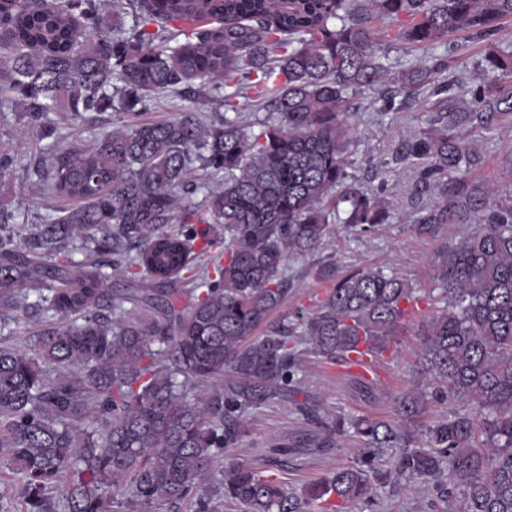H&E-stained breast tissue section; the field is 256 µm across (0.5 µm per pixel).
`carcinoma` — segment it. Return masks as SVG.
I'll list each match as a JSON object with an SVG mask.
<instances>
[{
    "label": "carcinoma",
    "mask_w": 512,
    "mask_h": 512,
    "mask_svg": "<svg viewBox=\"0 0 512 512\" xmlns=\"http://www.w3.org/2000/svg\"><path fill=\"white\" fill-rule=\"evenodd\" d=\"M129 2L130 12L112 0L106 14L102 0H0V106L13 95L52 140L47 187L72 201L17 241L0 234V312L56 317L29 344L0 336V456L24 512H51L55 489L63 512H173L187 501L217 512L206 481L257 409L289 402L314 418L294 399L302 357L370 367L397 351L421 302L438 307L420 350L434 391L400 396L394 420L319 424L313 447L353 437L357 454L298 493L238 463L221 497L244 512H343L405 480L456 512H512V200L494 204L493 187L467 181L481 155L460 133L512 117V40L500 39L512 0ZM451 34L487 44L495 81L469 82L445 57L391 72L387 47L434 52ZM194 87L224 114L142 119L160 96ZM244 88L267 103L264 118L244 111ZM365 89L382 112L434 98L394 162L423 163L424 179L447 185L416 223L479 227L441 255L438 289L361 268L261 336L288 296L290 263L327 248L334 224L359 237L387 220L379 193L349 172L346 115ZM51 112L103 128L68 145ZM114 275L128 287L110 292ZM453 400L477 414H450L412 447L428 405Z\"/></svg>",
    "instance_id": "carcinoma-1"
}]
</instances>
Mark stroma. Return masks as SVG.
Returning <instances> with one entry per match:
<instances>
[{
	"label": "stroma",
	"mask_w": 512,
	"mask_h": 512,
	"mask_svg": "<svg viewBox=\"0 0 512 512\" xmlns=\"http://www.w3.org/2000/svg\"><path fill=\"white\" fill-rule=\"evenodd\" d=\"M429 105V99L422 97L410 110L386 114L373 101L371 92L359 95L348 116L353 169L363 184L381 186L391 217L388 223L359 240L335 232L323 252L294 262L295 278L288 297L271 314L270 325L286 322L297 307L308 305L311 294L331 287V279L323 275L328 267L344 275L358 268L392 265L413 285L435 287L438 255L473 232V225L446 224L430 231L418 230L414 224L418 210L423 204L436 201V192L421 182L413 169L397 171L383 180L374 170L376 164L390 162L401 140L422 124ZM27 123L28 118L18 104L0 116V148L9 149L20 160L10 174L0 178V200L13 210V225L21 232L29 229L34 215L52 213L66 205L65 199L45 196L40 190L34 171L41 162L43 144L28 133ZM463 134L474 142L483 157L481 166L469 172V179L493 182L499 197H512V122H503L491 131L467 128ZM426 327V316L411 314L397 338L396 355L380 359L370 385L365 387L359 384L354 371L307 358L297 400L316 401L323 416L393 418L396 397L432 389L429 379L419 372L416 356L422 341L420 333ZM312 428V423L293 405L268 404L254 413L242 446L231 449L224 460L246 461L260 467L281 464L286 486L300 490L350 464L356 455L357 442L353 439L323 453L299 444V436ZM432 495V490L425 487L389 485L380 489L374 502L352 503L347 512H427Z\"/></svg>",
	"instance_id": "35a3bbf8"
}]
</instances>
